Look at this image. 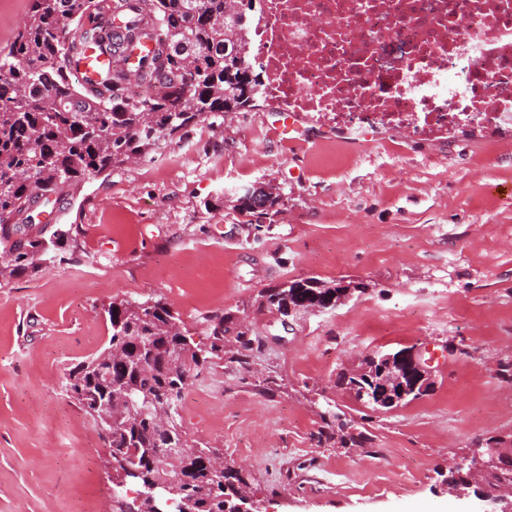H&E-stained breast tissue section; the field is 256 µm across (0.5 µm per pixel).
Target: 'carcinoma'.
Masks as SVG:
<instances>
[{
  "label": "carcinoma",
  "mask_w": 512,
  "mask_h": 512,
  "mask_svg": "<svg viewBox=\"0 0 512 512\" xmlns=\"http://www.w3.org/2000/svg\"><path fill=\"white\" fill-rule=\"evenodd\" d=\"M153 0L143 12L136 0H29L28 16L11 44L0 49V241L8 255L0 278L35 271L44 261H75L80 224H57L50 235L29 232L25 214L47 203L64 186L93 179L142 159L193 123L255 105L261 82L251 60L247 25L255 0ZM147 39L152 48L130 62V52ZM95 48L125 68L87 89L75 68ZM158 86L163 93L140 97L131 85ZM279 196L257 189L238 198V209L257 218L274 214ZM21 234L18 239L13 235ZM343 289L309 277L270 285L260 306L281 315L323 305ZM110 325L108 346L69 369L66 390L91 416L112 462L126 472L117 488L148 483L167 474L158 448L179 454L184 493L181 512H240L249 484L235 469L217 476L209 464L220 449L191 439L182 416L164 427L146 403L169 400L182 406L191 378L224 356L225 317H208L210 349L194 345L179 315L161 299L114 297L102 306ZM368 371L347 376L336 387L374 411H388L424 393L408 384L392 399L381 384L374 358ZM113 399L126 417L109 425L97 404ZM494 483L512 486V455L491 437L482 449Z\"/></svg>",
  "instance_id": "carcinoma-1"
}]
</instances>
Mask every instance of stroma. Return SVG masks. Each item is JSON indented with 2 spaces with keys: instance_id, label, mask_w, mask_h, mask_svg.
Returning <instances> with one entry per match:
<instances>
[{
  "instance_id": "1",
  "label": "stroma",
  "mask_w": 512,
  "mask_h": 512,
  "mask_svg": "<svg viewBox=\"0 0 512 512\" xmlns=\"http://www.w3.org/2000/svg\"><path fill=\"white\" fill-rule=\"evenodd\" d=\"M277 118L266 101L196 123L34 216L85 234L80 261L0 283V512L132 499L66 392L69 367L107 343L100 304L129 296L164 299L204 349L209 316L246 325V357L191 378L181 415L240 464L264 512H474L443 480L450 460L512 434V135L368 133L335 154ZM259 184L279 203L257 226L237 198ZM309 277L357 288L323 312L260 309L263 288ZM417 344L434 376L422 399L375 411L337 388L355 356ZM331 406L340 417L324 421ZM357 430L372 445H353Z\"/></svg>"
}]
</instances>
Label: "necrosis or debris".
Listing matches in <instances>:
<instances>
[{
	"label": "necrosis or debris",
	"instance_id": "obj_1",
	"mask_svg": "<svg viewBox=\"0 0 512 512\" xmlns=\"http://www.w3.org/2000/svg\"><path fill=\"white\" fill-rule=\"evenodd\" d=\"M277 111L325 132L440 142L512 129V0H258Z\"/></svg>",
	"mask_w": 512,
	"mask_h": 512
}]
</instances>
